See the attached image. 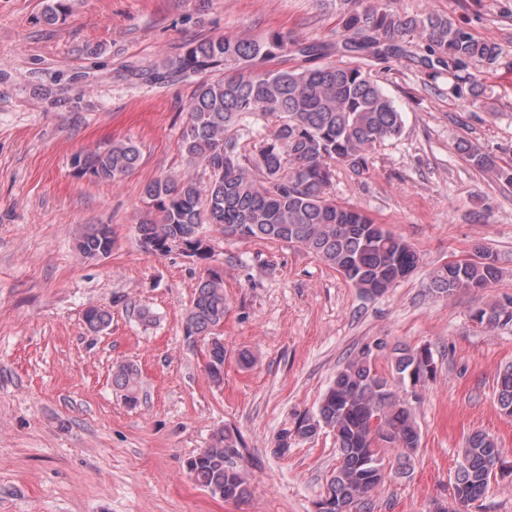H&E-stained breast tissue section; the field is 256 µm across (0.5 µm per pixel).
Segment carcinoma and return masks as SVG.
<instances>
[{
  "mask_svg": "<svg viewBox=\"0 0 512 512\" xmlns=\"http://www.w3.org/2000/svg\"><path fill=\"white\" fill-rule=\"evenodd\" d=\"M68 10V0H50L44 13L53 24ZM341 38L336 41L339 64L270 69L266 64L286 52L306 62L323 58L330 47L272 31L260 40L219 37L192 43L184 54L162 69L139 75L149 84L224 67V75L199 82L188 106V123L178 150L191 166L208 171L206 185L191 174L149 182L145 196L149 211L137 225L138 239L154 243L163 255L168 241L179 240L202 260L199 235L212 225L239 239H261L298 246L340 273L365 297L385 293L409 277L420 255L405 239L388 231L358 207L329 195L338 164L362 171L370 151L397 137L402 112L367 68V62L399 60L415 55L412 38L424 43L418 57L429 77L446 70L455 82L449 92L475 104L483 95L471 66L492 68L499 47L475 37L467 28L435 15L393 13L364 0H339ZM464 158L480 170H493L512 185V165L502 166L467 140L460 142ZM139 148L131 142L112 143L81 153L73 165L80 176L114 183L139 164ZM114 237L108 224H93L77 242L79 253L112 252ZM481 262L456 267L445 262L430 273L429 288L441 297L485 288L501 276L497 260L483 249ZM228 304L221 272L201 277L184 316V332L206 344L210 379L224 381V342L220 336ZM474 317L488 326L512 322V308L491 305ZM112 320L109 310L92 307L84 314L88 329L101 331ZM391 355V375L406 384L435 378L431 351L425 347H389L377 338L361 347L337 371L314 413L283 432L273 453L281 457L292 448L291 435L310 438L321 430L336 437L338 466L318 504L322 512H374L373 494L384 482L385 452L396 454L397 469L406 470L419 448L420 433L411 408L393 390L376 366L378 355ZM112 387L124 400L139 402L142 376L137 365H112ZM498 405L512 416V366L497 380ZM240 438L229 429L213 435L212 443L192 458L188 476L212 497L241 502L251 495L246 473L238 465ZM501 449L484 432L470 435L462 450L453 497L465 508L479 500L496 477Z\"/></svg>",
  "mask_w": 512,
  "mask_h": 512,
  "instance_id": "carcinoma-1",
  "label": "carcinoma"
}]
</instances>
